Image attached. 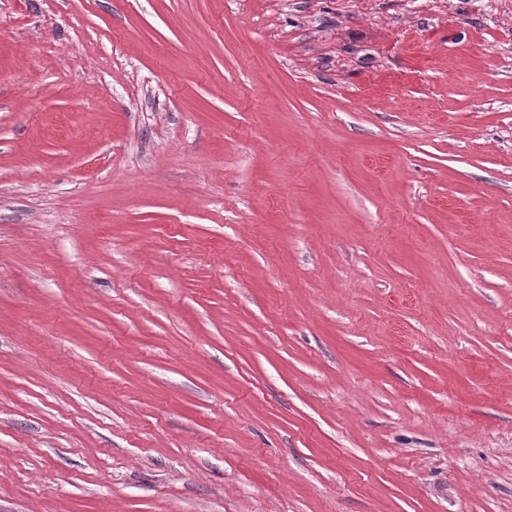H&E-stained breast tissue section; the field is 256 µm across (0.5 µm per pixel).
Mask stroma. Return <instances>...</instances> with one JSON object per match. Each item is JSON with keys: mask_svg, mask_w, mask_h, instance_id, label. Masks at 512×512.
<instances>
[{"mask_svg": "<svg viewBox=\"0 0 512 512\" xmlns=\"http://www.w3.org/2000/svg\"><path fill=\"white\" fill-rule=\"evenodd\" d=\"M0 512H512V0H0Z\"/></svg>", "mask_w": 512, "mask_h": 512, "instance_id": "obj_1", "label": "stroma"}]
</instances>
